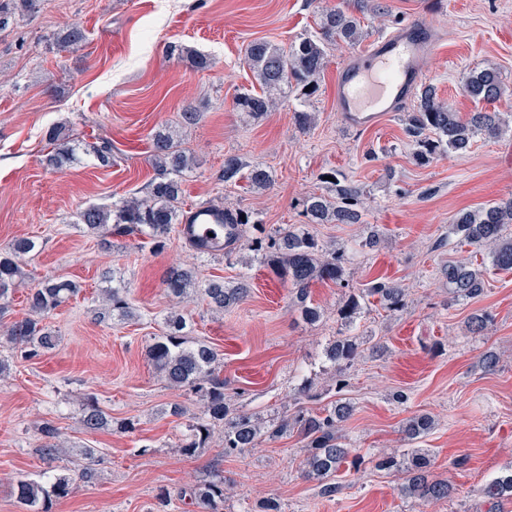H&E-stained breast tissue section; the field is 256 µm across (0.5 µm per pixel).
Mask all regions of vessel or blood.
I'll return each mask as SVG.
<instances>
[{
    "instance_id": "1",
    "label": "vessel or blood",
    "mask_w": 512,
    "mask_h": 512,
    "mask_svg": "<svg viewBox=\"0 0 512 512\" xmlns=\"http://www.w3.org/2000/svg\"><path fill=\"white\" fill-rule=\"evenodd\" d=\"M429 27L426 20L410 22L356 52L343 65L336 85V108L351 124L375 125L412 96L423 72V60L431 50ZM182 232L186 241L204 249H224L221 212L194 207Z\"/></svg>"
}]
</instances>
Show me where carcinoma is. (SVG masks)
Wrapping results in <instances>:
<instances>
[{"label": "carcinoma", "instance_id": "obj_1", "mask_svg": "<svg viewBox=\"0 0 512 512\" xmlns=\"http://www.w3.org/2000/svg\"><path fill=\"white\" fill-rule=\"evenodd\" d=\"M40 0H0V29L15 20L17 11L29 16L38 12ZM363 36L360 18L349 8L333 7L322 12L320 36L304 37L288 47H275L266 41H254L246 49V59L253 70L260 91L245 92L234 100V108L253 120H260L273 111L279 103L276 92L290 85L304 97L316 95L327 63L326 48L332 43L354 45ZM85 40L84 29L72 24L56 36L58 50L67 51ZM171 56L186 58L198 69L209 66L206 56L180 44L167 46ZM311 90H306V87ZM467 98L476 104L492 105L502 95L499 76L492 70L469 73L463 83ZM415 108L407 113L405 132L415 143V161L420 165L431 163L438 156L469 151L477 137L491 138L500 131L498 112L477 110L463 114L440 100L434 86L420 87L416 93ZM50 151L45 155L47 165L59 168L75 159V149L70 141L53 129L49 132ZM94 160L102 166L112 164V143L101 140L90 146ZM150 161L156 170L149 191L141 198L128 197L112 205H89L79 212L78 223L91 233L102 237L139 235L156 251L166 246L167 238L175 224L184 223L187 215L182 209V180L191 169L192 161L180 149L179 141L169 131H158L153 136ZM221 178L224 182L247 179L251 189H267L272 176L258 164H252L239 155L224 157ZM361 189L353 184L336 183L334 195L312 194L304 202L305 214L311 224H358L362 213ZM224 223L236 229L251 223V215L241 208L223 209ZM512 225V198L489 205L480 210H462L454 218L453 232L465 243L484 252L492 267L512 270V235L507 233ZM41 250L30 238H19L10 247L0 250V307L6 308L16 285L25 280L26 261ZM270 272L279 280L292 284L295 302L304 320L313 324L322 312L311 303V287L315 283L342 284L345 281L349 258L343 251L330 252L309 234L292 227L274 231L267 242L257 246ZM442 273L448 282L450 299H475L483 294L485 281L483 266L473 262L450 261ZM112 285L100 289L104 306L110 315L132 320L135 313L125 298L126 288L121 281L102 274ZM168 296L181 302L200 293L210 308L221 314L224 310L244 302L250 296L249 279L242 277L233 282L211 279L203 285L196 282L193 271L181 266L169 268L164 279ZM79 292L71 280L46 277L28 288L26 304L28 316L15 320L3 330V335L27 357H34L58 344L44 324L70 297ZM374 298L389 312H398L407 305L406 289L394 280L378 278L369 287L352 290L339 308L341 319L353 325L368 299ZM186 321L179 313H170L165 319L164 331L154 337L148 355L156 373L168 386L194 392L203 402V417L189 425V434L183 439L180 450L193 456L205 447L216 429L224 433V453L242 454L255 447L262 437L275 441L289 432H297L306 451L303 476L321 483V494H336V473L347 463L358 468L362 457L348 447L339 434V428L353 415V406L342 399L331 404L321 414L298 411L284 415L268 428H261L253 415L247 412L230 414L224 396V377L221 376L219 354L205 341L193 339L185 333ZM360 342L355 334H342L328 347L326 355L336 367V388L346 385L345 371L359 355ZM78 422L88 433L107 430L112 417L89 396L81 409ZM435 427V420L428 414H418L407 420L403 432L408 442L415 444ZM43 443L39 451L49 460L58 457L64 443L57 428L47 424L42 427ZM81 455L87 465L76 474L44 475L39 479H19L11 494L22 512H50L52 502L69 496L79 482L93 476L96 449L83 448ZM377 466L384 469H401L406 474L402 486L405 495L437 502L455 495L454 485L446 479L431 476V459L425 448H406L379 458ZM487 494L494 499L512 500V467L496 477L488 486ZM190 498L203 512H223L224 476L213 475L190 490Z\"/></svg>", "mask_w": 512, "mask_h": 512}]
</instances>
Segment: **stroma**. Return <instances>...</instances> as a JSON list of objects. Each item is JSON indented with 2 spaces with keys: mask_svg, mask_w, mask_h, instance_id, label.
Masks as SVG:
<instances>
[{
  "mask_svg": "<svg viewBox=\"0 0 512 512\" xmlns=\"http://www.w3.org/2000/svg\"><path fill=\"white\" fill-rule=\"evenodd\" d=\"M443 2L439 9L434 0H365L360 15L366 45L430 18L435 44L422 81L460 112L473 108L463 93L469 71L495 70L505 86L494 105L502 135L476 139L468 152L444 154L427 166L413 160L403 112L374 126L351 125L337 112L336 78L354 52L346 44L329 49L316 96L284 88L279 108L255 123L234 111L235 97L255 83L247 45L286 46L316 35L322 11L337 0H41L35 16L16 17L0 30V248L33 238L41 250L25 267L29 276L63 277L80 287L47 320L56 348L34 358L13 354L0 381V512H20L13 480L78 471L86 446L98 451L94 478L77 484L52 512H156L165 491L174 497L168 512H199L179 494L216 473L225 480L224 512H258L270 499L281 512H512V503L497 505L485 493L512 464V271H488L481 297L454 302L442 274L448 262L474 255L448 233L456 213L512 197V0ZM73 23L84 28L86 41L58 51L55 33ZM172 43L207 55L210 67L168 57ZM188 105L202 118L180 133L195 160L184 178V208L240 207L253 223L221 255L197 254L175 233L159 252L136 236L112 238L102 249L78 224V213L144 195L155 175L151 136L175 124ZM297 110L313 114L310 128L293 122ZM54 127L88 142L109 140L111 166L84 156L46 167ZM228 154L262 164L272 187L221 181ZM331 174L361 188L362 223L307 224L302 201L328 192ZM302 223L350 258L345 285L312 286L323 312L314 325L293 304L291 286L251 249L256 238ZM374 231L382 240L372 251L362 242ZM175 263L201 280L248 276L250 296L221 315L199 298L172 301L163 276ZM106 268L126 286L135 320L104 316L98 293ZM378 277L400 281L407 306L394 314L365 306L354 329L360 354L346 387L337 388L325 350L341 327V301L348 288ZM479 310L490 311L494 322L473 334L466 320ZM172 312L184 315L188 336L218 351L228 401L261 425L288 410L316 414L339 398L351 403L354 414L341 433L364 463L338 472L336 496H322L318 481L302 477L305 452L294 432L228 456L218 430L194 456L182 455L180 444L202 403L169 387L148 357ZM488 350L500 357L492 373L477 365ZM304 386L309 396L299 395ZM90 395L111 416L109 430L90 434L80 427L81 404ZM175 403L186 407V416H170ZM422 413L435 427L420 445L431 451L433 477L454 483L449 501L405 496L404 473L375 466L382 452L406 447L405 422ZM48 424L66 441L52 462L39 452Z\"/></svg>",
  "mask_w": 512,
  "mask_h": 512,
  "instance_id": "1",
  "label": "stroma"
}]
</instances>
